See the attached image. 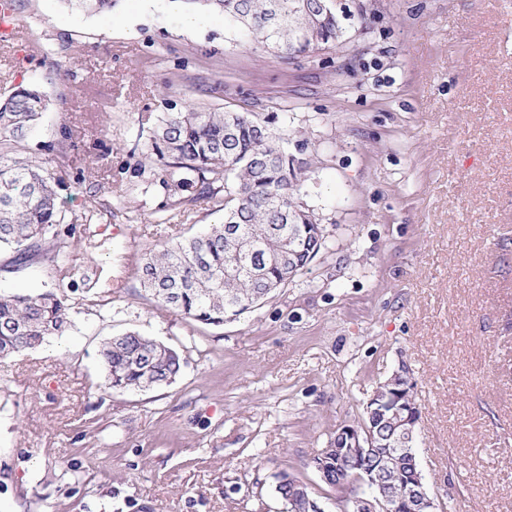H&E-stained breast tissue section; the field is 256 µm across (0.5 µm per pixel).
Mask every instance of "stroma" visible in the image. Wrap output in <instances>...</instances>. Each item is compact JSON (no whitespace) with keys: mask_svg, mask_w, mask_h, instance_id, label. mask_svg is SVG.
<instances>
[{"mask_svg":"<svg viewBox=\"0 0 512 512\" xmlns=\"http://www.w3.org/2000/svg\"><path fill=\"white\" fill-rule=\"evenodd\" d=\"M345 45L286 60L224 21L126 22L17 0L36 53L0 48V102L49 100L24 142L53 173L72 280L0 250V292L68 291L73 327L0 358V512H283L282 476L343 512L312 458L406 364L415 453L437 512H512V0H353ZM194 105L282 117L325 246L284 288L215 327L160 308L143 256L218 221L178 215L131 150L145 119ZM76 291H69L70 283ZM137 331L178 378L105 386L99 347Z\"/></svg>","mask_w":512,"mask_h":512,"instance_id":"35a3bbf8","label":"stroma"}]
</instances>
